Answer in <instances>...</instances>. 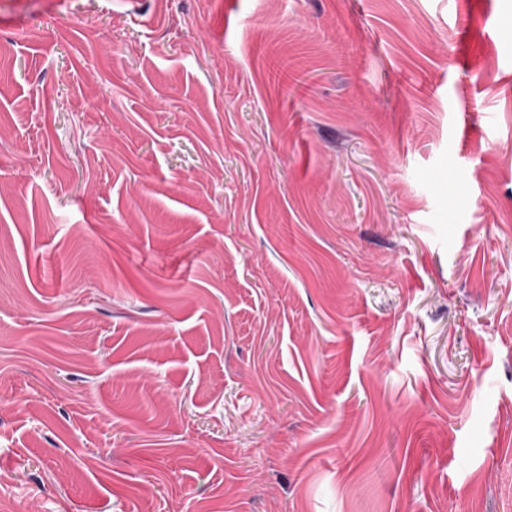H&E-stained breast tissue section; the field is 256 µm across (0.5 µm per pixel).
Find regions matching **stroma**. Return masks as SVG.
<instances>
[{
  "label": "stroma",
  "mask_w": 512,
  "mask_h": 512,
  "mask_svg": "<svg viewBox=\"0 0 512 512\" xmlns=\"http://www.w3.org/2000/svg\"><path fill=\"white\" fill-rule=\"evenodd\" d=\"M0 502L512 512V0H0Z\"/></svg>",
  "instance_id": "35a3bbf8"
}]
</instances>
